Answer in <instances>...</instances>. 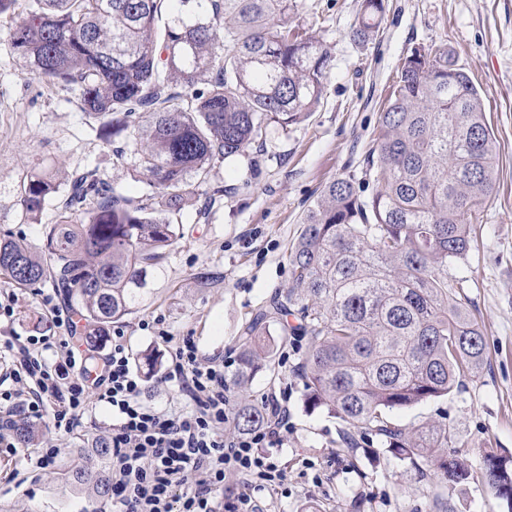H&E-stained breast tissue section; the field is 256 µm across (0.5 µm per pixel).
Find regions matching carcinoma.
Returning a JSON list of instances; mask_svg holds the SVG:
<instances>
[{
    "instance_id": "cac0c4a2",
    "label": "carcinoma",
    "mask_w": 512,
    "mask_h": 512,
    "mask_svg": "<svg viewBox=\"0 0 512 512\" xmlns=\"http://www.w3.org/2000/svg\"><path fill=\"white\" fill-rule=\"evenodd\" d=\"M298 0H0L21 66L49 89L72 94L98 123V137L134 150L129 170L152 193L116 189L98 166L58 173L42 165L18 178L12 223L54 221L38 246L0 234V279L48 285L102 342L132 314L147 278L163 268L177 215L195 203L194 184L262 139L286 129L323 96L331 56L294 21ZM383 0H363L355 34L379 28ZM496 138L482 95L447 51L407 56L380 112L368 155L378 189L337 178L305 213L288 254L291 287L245 323L234 379L248 380L275 343L309 337L302 380L308 402L402 460L421 459L454 492L474 480L449 448L444 425L413 436L389 421L397 409L447 395L478 370L486 340L448 268L471 249V224L493 190ZM299 315L296 325L288 317ZM261 406L237 407L251 431ZM19 442L39 435L13 423ZM480 478L512 503V457L481 455ZM74 481L99 495L110 479L84 466Z\"/></svg>"
}]
</instances>
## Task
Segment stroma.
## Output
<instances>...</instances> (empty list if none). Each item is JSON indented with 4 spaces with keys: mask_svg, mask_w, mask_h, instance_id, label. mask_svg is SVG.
<instances>
[{
    "mask_svg": "<svg viewBox=\"0 0 512 512\" xmlns=\"http://www.w3.org/2000/svg\"><path fill=\"white\" fill-rule=\"evenodd\" d=\"M300 3L298 21L331 56L320 104L289 130L269 127L262 146L212 172L211 185L225 194L209 220L196 222L194 208L183 210L161 275L151 278L134 313L114 324L145 380L146 400L169 413L186 411L163 380L184 338L203 360L236 363L243 324L287 293L288 251L325 185L350 175L375 192L365 176L367 156L396 69L412 50L439 46L481 88L497 140L494 192L479 209L471 252L453 271L485 336V360L448 395L396 411L392 420L409 432L448 425L458 457L475 470L482 449L512 455V0H387L379 31L366 39L353 34L362 0ZM40 163L60 171L93 164L124 191H142L77 104L21 69L0 19V210L10 211L11 186ZM204 271L215 280L201 282ZM1 292L13 294L15 305L12 318L0 317V341L12 332L53 335L35 290L0 280ZM307 344L304 336L290 339L247 382L229 386L234 408L288 391V432L281 447L267 451L288 479L252 489V500L262 512H435L433 477L382 452L375 436L350 437L334 414L309 405L301 379ZM111 423V409L93 404L73 430L46 423L38 445L0 447V512H96L100 497L74 485L70 474ZM40 445L59 451L44 470L36 466ZM451 498L455 512H512L477 480Z\"/></svg>",
    "mask_w": 512,
    "mask_h": 512,
    "instance_id": "35a3bbf8",
    "label": "stroma"
}]
</instances>
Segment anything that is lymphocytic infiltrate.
<instances>
[{"mask_svg":"<svg viewBox=\"0 0 512 512\" xmlns=\"http://www.w3.org/2000/svg\"><path fill=\"white\" fill-rule=\"evenodd\" d=\"M59 337L13 336L5 340L10 364L0 376V446L11 447L13 417L23 413L33 422L55 427L79 426L90 404L112 411V512H258L250 496L227 502L220 495L227 472L247 485L279 484L284 474L265 456V448L288 431V394L267 396L266 419L255 430L225 436L229 400L224 366L202 363L191 339L175 351L165 376L189 404L188 411L169 415L145 400L141 375L134 371L122 332L100 362L90 363L75 348L78 323L73 313L42 295ZM59 348L64 357L51 363L44 350Z\"/></svg>","mask_w":512,"mask_h":512,"instance_id":"1","label":"lymphocytic infiltrate"}]
</instances>
